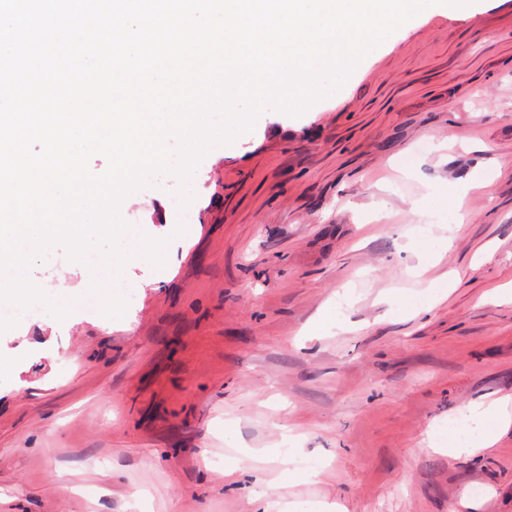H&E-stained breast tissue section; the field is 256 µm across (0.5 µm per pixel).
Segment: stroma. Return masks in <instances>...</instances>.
<instances>
[{
	"label": "stroma",
	"instance_id": "obj_1",
	"mask_svg": "<svg viewBox=\"0 0 512 512\" xmlns=\"http://www.w3.org/2000/svg\"><path fill=\"white\" fill-rule=\"evenodd\" d=\"M482 168L493 180L465 196L463 224L412 213ZM180 185L166 175L122 215L165 238V281L131 264L122 316L24 314L0 333V512H256L250 492L289 443L295 467L326 469L277 497L512 512V428L471 456L427 443L451 425L478 436L466 407L512 396V0L419 22L336 99L201 159L186 234L163 220ZM55 251L57 267H30L50 294L83 279Z\"/></svg>",
	"mask_w": 512,
	"mask_h": 512
}]
</instances>
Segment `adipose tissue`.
<instances>
[{
  "mask_svg": "<svg viewBox=\"0 0 512 512\" xmlns=\"http://www.w3.org/2000/svg\"><path fill=\"white\" fill-rule=\"evenodd\" d=\"M467 413L469 419L484 424L485 429L473 439L457 428H449L448 456L473 455L492 447L499 433L505 427L512 425V396L507 395L487 404L482 402L470 404Z\"/></svg>",
  "mask_w": 512,
  "mask_h": 512,
  "instance_id": "adipose-tissue-1",
  "label": "adipose tissue"
}]
</instances>
